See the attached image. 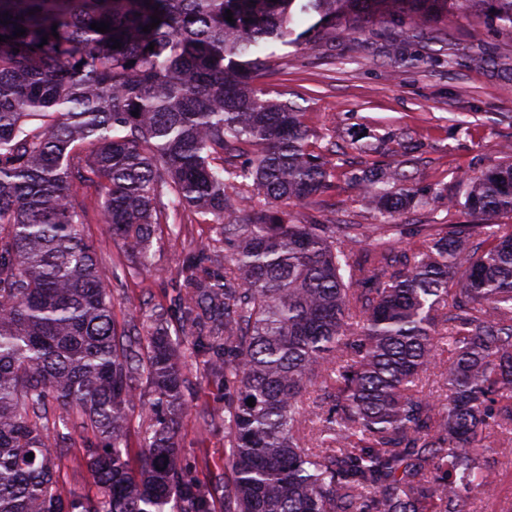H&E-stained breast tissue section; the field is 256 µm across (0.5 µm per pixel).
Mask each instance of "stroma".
I'll use <instances>...</instances> for the list:
<instances>
[{
  "label": "stroma",
  "instance_id": "stroma-1",
  "mask_svg": "<svg viewBox=\"0 0 512 512\" xmlns=\"http://www.w3.org/2000/svg\"><path fill=\"white\" fill-rule=\"evenodd\" d=\"M405 15L367 24L363 31H337L333 41L289 49L259 83L270 95L294 102L308 128L332 130L342 153L332 186L317 203L296 205L297 217L315 216L324 224H372L374 211L349 181L352 171L371 163H405L412 184L434 190L427 206L400 216L403 224H470L473 216L461 206L467 176L498 162L512 143V32L491 24L484 11L448 16L431 22L439 41L400 40ZM379 144L384 139L411 138L421 145L411 162L400 154L366 155L351 149L355 138ZM183 231L156 225L153 266L128 274L123 246L108 225L92 220L83 227L95 247L100 278L112 292L117 325L151 310L173 309L188 279L202 269L188 262L203 247L223 248L212 224L179 216ZM189 409L178 434L179 458L200 480L224 473V383L208 373L207 358L185 359ZM53 448L62 449L57 475L64 491L92 493L84 450L91 432L71 423L52 429Z\"/></svg>",
  "mask_w": 512,
  "mask_h": 512
}]
</instances>
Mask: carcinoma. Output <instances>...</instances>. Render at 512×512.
Instances as JSON below:
<instances>
[{"label":"carcinoma","instance_id":"1","mask_svg":"<svg viewBox=\"0 0 512 512\" xmlns=\"http://www.w3.org/2000/svg\"><path fill=\"white\" fill-rule=\"evenodd\" d=\"M480 4L512 29V0H0V512H462L494 496L490 456L512 443V224L494 223L512 214V145L468 178L484 223L418 224L398 249L396 217L427 200L398 167L351 174L377 224L288 211L330 187L336 140L256 84L278 49L382 9L411 16L408 41ZM91 207L132 271L169 216L219 226L224 253L194 255L214 273L175 299L191 340L165 311L117 329ZM443 342L437 403L415 387ZM200 347L230 391L215 483L178 457L182 359ZM147 396L134 466L128 411ZM50 414L98 439L87 497L58 484Z\"/></svg>","mask_w":512,"mask_h":512}]
</instances>
